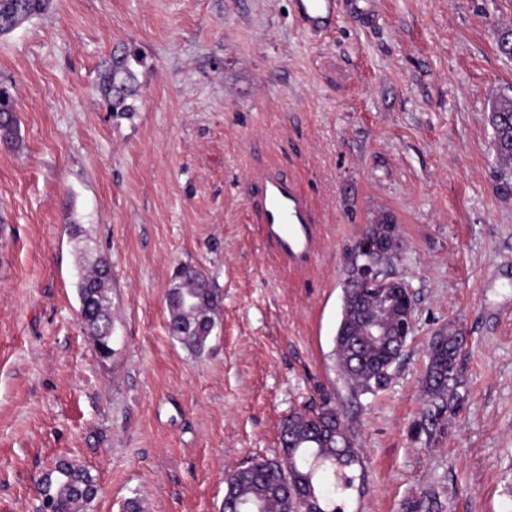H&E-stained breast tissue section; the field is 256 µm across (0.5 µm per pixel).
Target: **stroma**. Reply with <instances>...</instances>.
<instances>
[{
	"label": "stroma",
	"instance_id": "1",
	"mask_svg": "<svg viewBox=\"0 0 512 512\" xmlns=\"http://www.w3.org/2000/svg\"><path fill=\"white\" fill-rule=\"evenodd\" d=\"M340 3L320 35L294 0H53L0 36L20 135L0 144V512H41L35 484L63 459L98 478L89 512H220L225 472L281 457L282 421L321 389L359 451L344 512L512 506V196L488 123L512 96V0ZM114 55L137 75L128 118L94 90ZM263 172L316 215L306 266L251 215ZM387 216L415 329L386 389L354 398L333 355L343 280ZM88 247L112 269L106 357L80 317ZM183 264L223 295L199 356L168 331ZM443 329L465 340L462 384L419 436Z\"/></svg>",
	"mask_w": 512,
	"mask_h": 512
}]
</instances>
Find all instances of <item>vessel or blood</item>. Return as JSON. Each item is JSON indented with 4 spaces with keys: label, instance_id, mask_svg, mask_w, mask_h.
Listing matches in <instances>:
<instances>
[{
    "label": "vessel or blood",
    "instance_id": "b4317fda",
    "mask_svg": "<svg viewBox=\"0 0 512 512\" xmlns=\"http://www.w3.org/2000/svg\"><path fill=\"white\" fill-rule=\"evenodd\" d=\"M295 6L307 30L327 31L336 22V0H295ZM254 215L283 255L310 253L313 219L302 196L286 177L260 179L256 186Z\"/></svg>",
    "mask_w": 512,
    "mask_h": 512
}]
</instances>
